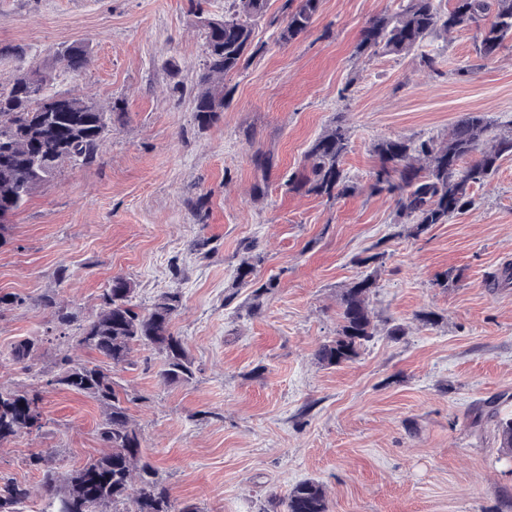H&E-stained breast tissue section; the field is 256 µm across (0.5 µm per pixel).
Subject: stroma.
I'll use <instances>...</instances> for the list:
<instances>
[{
    "mask_svg": "<svg viewBox=\"0 0 512 512\" xmlns=\"http://www.w3.org/2000/svg\"><path fill=\"white\" fill-rule=\"evenodd\" d=\"M283 3L269 0L253 26L258 53L226 77L224 112L202 129L189 91L204 36L190 0H0V46L26 50L21 62L0 57L1 84L19 66H47L52 91L114 108L98 162L63 166L10 217L0 246V293L25 299L0 311V384L39 391L46 420L0 445V476L30 492L24 512H39L45 470L78 469L104 450L98 405L48 383L63 353L98 356L77 346L76 328L55 329L42 300L87 320L118 275L142 307L167 291L183 298L172 329L194 381L161 383L160 355L142 348L114 375L172 498L200 512H284L288 492L313 479L328 512H512L498 430L512 414V285L496 284L512 264V157L471 188L467 209L416 238L396 224L393 198L368 190L380 140L440 139L464 112L512 125V40L483 59L465 27L416 53L359 59L364 28L399 0H322L286 44L276 39ZM73 44L91 56L77 77L54 60ZM339 114L358 192L289 191ZM262 155L273 158L266 173ZM260 179L268 193L256 199ZM197 241L207 254L192 251ZM248 244L259 279L278 281L255 314L233 284ZM372 254L379 262L361 265ZM370 273L376 335L354 361L318 366L315 350L340 328L342 289ZM428 312L435 324L420 321ZM29 336L44 343L25 369L7 356Z\"/></svg>",
    "mask_w": 512,
    "mask_h": 512,
    "instance_id": "obj_1",
    "label": "stroma"
}]
</instances>
